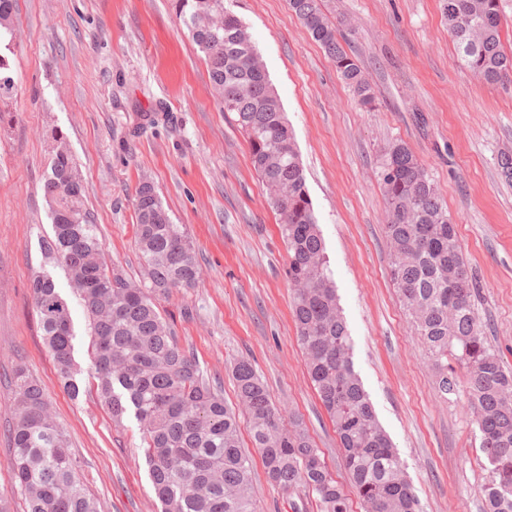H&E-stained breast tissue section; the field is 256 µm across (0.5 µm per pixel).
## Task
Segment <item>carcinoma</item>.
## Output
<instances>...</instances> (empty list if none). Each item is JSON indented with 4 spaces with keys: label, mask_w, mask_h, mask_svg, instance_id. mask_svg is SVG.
Instances as JSON below:
<instances>
[{
    "label": "carcinoma",
    "mask_w": 512,
    "mask_h": 512,
    "mask_svg": "<svg viewBox=\"0 0 512 512\" xmlns=\"http://www.w3.org/2000/svg\"><path fill=\"white\" fill-rule=\"evenodd\" d=\"M199 51L223 111L247 138L253 169L279 216L292 288V313L311 383L336 430L350 487L364 512H420L396 449L379 424L354 370L351 339L292 130L247 27L224 0H173ZM288 6L335 63L358 104L372 107L371 86L337 39L322 0ZM441 13L470 72L488 85L512 82V53L502 41L501 0H441ZM15 0H0V32L13 34ZM43 185L52 234L45 259L64 268L91 326L96 390L119 422L133 412L149 476L163 512H256L252 466L241 448L239 412L247 416L268 481L281 493L315 495L321 512H350V498L329 473L301 419L285 417L250 359L233 366L234 410L205 379L161 316L158 301L195 286L199 267L186 229L172 223L152 182L133 195L135 247L147 283L109 270L103 243L83 207L77 163L58 130ZM386 203L391 278L431 356L439 392L464 397L482 434L490 468L485 512H512V367L487 340L475 309L478 283L456 224L426 168L403 142L382 150L376 171ZM43 340L72 395V318L54 281L31 283ZM463 374H458V371ZM8 467L27 512H99L80 481L69 435L51 414L39 380L14 372Z\"/></svg>",
    "instance_id": "1"
}]
</instances>
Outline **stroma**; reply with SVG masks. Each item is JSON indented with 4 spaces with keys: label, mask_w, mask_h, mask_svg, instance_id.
Listing matches in <instances>:
<instances>
[{
    "label": "stroma",
    "mask_w": 512,
    "mask_h": 512,
    "mask_svg": "<svg viewBox=\"0 0 512 512\" xmlns=\"http://www.w3.org/2000/svg\"><path fill=\"white\" fill-rule=\"evenodd\" d=\"M246 25L275 87L304 168L353 361L396 448L421 512H484L481 433L462 400L441 397L427 353L390 281L383 147L407 143L448 205L480 285L492 345L512 365V83L491 87L463 65L439 0H324L338 38L375 94L359 106L333 61L286 0H224ZM10 61L17 86L0 102V492L12 486L6 430L13 372L27 367L70 435L86 492L101 512H162L133 415L114 421L93 388L88 320L66 272L45 260L52 232L43 183L64 135L85 207L110 268L140 282L136 186H156L199 261L196 287L160 310L228 405L231 363L249 357L274 401L299 414L334 478L347 476L336 433L298 344L285 276L286 246L248 144L213 91L208 67L172 0H17ZM53 276L72 316L78 396L65 391L30 296ZM253 460L259 512H319L314 496L283 495Z\"/></svg>",
    "instance_id": "stroma-1"
}]
</instances>
